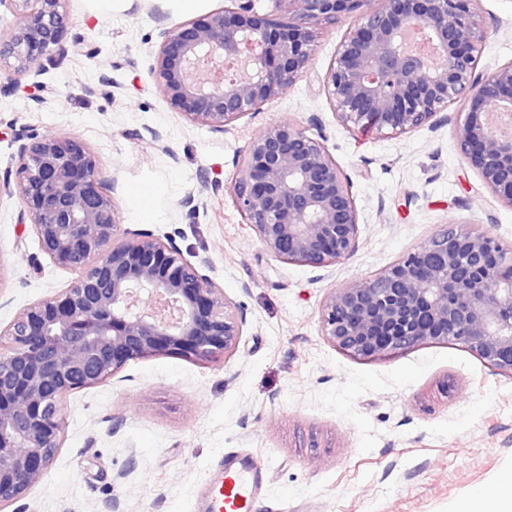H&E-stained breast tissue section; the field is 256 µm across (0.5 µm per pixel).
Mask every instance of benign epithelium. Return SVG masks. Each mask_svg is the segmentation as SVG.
Segmentation results:
<instances>
[{
  "instance_id": "benign-epithelium-1",
  "label": "benign epithelium",
  "mask_w": 512,
  "mask_h": 512,
  "mask_svg": "<svg viewBox=\"0 0 512 512\" xmlns=\"http://www.w3.org/2000/svg\"><path fill=\"white\" fill-rule=\"evenodd\" d=\"M68 0H0L18 21L0 39V69L29 70L67 31ZM163 32L153 73L187 123L222 131L290 89L313 55L317 27L352 17L323 79L342 125L397 136L434 128L463 102L456 140L483 185L512 206V63L477 74L476 0H255ZM427 31L439 62L402 50L398 36ZM227 60L242 74L223 77ZM43 255L77 273L66 289L29 304L0 327V507L37 484L62 448L63 398L102 384L130 362L163 355L207 364L230 358L241 336L232 303L175 240L118 233L98 156L70 135L20 144L15 177ZM233 205L274 259L327 269L354 255L359 218L348 179L328 149L292 120L245 149L229 186ZM512 251L489 232L450 224L374 276L330 291L319 308L325 340L376 359L450 340L512 376Z\"/></svg>"
}]
</instances>
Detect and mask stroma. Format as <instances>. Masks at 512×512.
I'll return each instance as SVG.
<instances>
[{"label": "stroma", "mask_w": 512, "mask_h": 512, "mask_svg": "<svg viewBox=\"0 0 512 512\" xmlns=\"http://www.w3.org/2000/svg\"><path fill=\"white\" fill-rule=\"evenodd\" d=\"M479 73L512 62V0H477ZM50 54L0 91V177L18 135L67 134L98 154L121 232L173 238L242 319L236 353L198 364L130 362L64 400L63 446L5 512H196L209 466L227 453L269 472L283 512H458L512 474V378L458 344L359 360L330 346L319 306L331 289L380 272L441 226L470 224L512 247V206L461 156L462 103L398 137L343 126L322 80L352 21L325 24L306 73L259 111L214 131L186 123L151 73L163 31L187 21L165 0H127L95 16L69 0ZM298 122L351 183L358 248L330 270L265 253L228 186L242 151L270 125ZM136 189L149 192L139 209ZM192 206H185V199ZM17 193L0 192V326L68 288L74 272L42 254Z\"/></svg>", "instance_id": "obj_1"}]
</instances>
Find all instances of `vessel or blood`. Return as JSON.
<instances>
[{"mask_svg":"<svg viewBox=\"0 0 512 512\" xmlns=\"http://www.w3.org/2000/svg\"><path fill=\"white\" fill-rule=\"evenodd\" d=\"M264 491L262 467L247 458L229 456L208 472L197 512H254Z\"/></svg>","mask_w":512,"mask_h":512,"instance_id":"vessel-or-blood-1","label":"vessel or blood"}]
</instances>
